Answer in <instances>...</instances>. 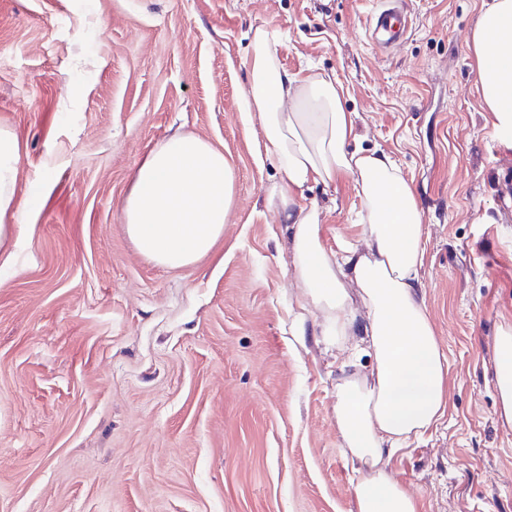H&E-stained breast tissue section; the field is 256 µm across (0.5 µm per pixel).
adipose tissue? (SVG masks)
Instances as JSON below:
<instances>
[{"instance_id":"adipose-tissue-1","label":"adipose tissue","mask_w":512,"mask_h":512,"mask_svg":"<svg viewBox=\"0 0 512 512\" xmlns=\"http://www.w3.org/2000/svg\"><path fill=\"white\" fill-rule=\"evenodd\" d=\"M477 82L495 138L512 147V0H488L472 32ZM275 40L255 30L247 104L283 173L273 189L294 226L295 264L305 306L318 309L324 333L349 339L347 373L336 386L334 416L346 461L354 463L356 512H418L415 499L387 472L391 457L444 414L447 360L415 290L424 258V226L416 199L389 159L347 151L352 113L335 80L291 73L279 65ZM21 146L0 127V251L8 250L22 219L15 203ZM353 177L362 206L363 248L326 250L317 205L300 206L311 183ZM234 176L208 141L177 133L140 161L125 200L127 233L141 254L178 268L208 254L224 235ZM356 294H349V287ZM358 308H351V297ZM500 417L512 427V330L495 338ZM367 354L368 372L353 370Z\"/></svg>"}]
</instances>
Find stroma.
<instances>
[{
	"label": "stroma",
	"instance_id": "obj_1",
	"mask_svg": "<svg viewBox=\"0 0 512 512\" xmlns=\"http://www.w3.org/2000/svg\"><path fill=\"white\" fill-rule=\"evenodd\" d=\"M485 0H0V126L28 217L0 264V512H354L342 374L302 312L282 174L246 104L251 37L335 78L348 149L383 152L425 226L418 298L448 359L441 420L395 453L418 512H512V428L494 338L512 327V149L491 135L470 36ZM188 132L234 175L224 237L195 264L143 256L123 208L136 165ZM321 241L360 245L353 178L310 184ZM304 315L306 334L292 326ZM406 0L380 1L369 18V30L374 36L380 34L378 43L384 47H397L403 44L408 31Z\"/></svg>",
	"mask_w": 512,
	"mask_h": 512
}]
</instances>
